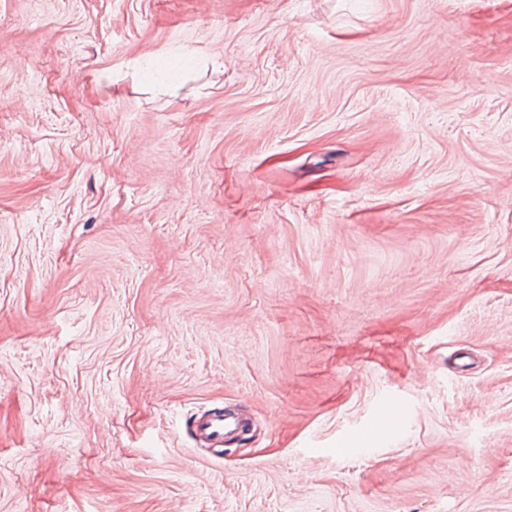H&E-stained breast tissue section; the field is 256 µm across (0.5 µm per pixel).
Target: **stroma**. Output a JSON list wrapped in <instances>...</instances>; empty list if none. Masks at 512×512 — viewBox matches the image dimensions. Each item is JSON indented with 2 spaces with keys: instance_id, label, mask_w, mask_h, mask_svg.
Here are the masks:
<instances>
[{
  "instance_id": "stroma-1",
  "label": "stroma",
  "mask_w": 512,
  "mask_h": 512,
  "mask_svg": "<svg viewBox=\"0 0 512 512\" xmlns=\"http://www.w3.org/2000/svg\"><path fill=\"white\" fill-rule=\"evenodd\" d=\"M0 512H512V0H0ZM189 426L195 438L207 441L213 447H220L224 445V438L241 434L245 423L238 413L216 407L201 410L191 416Z\"/></svg>"
}]
</instances>
